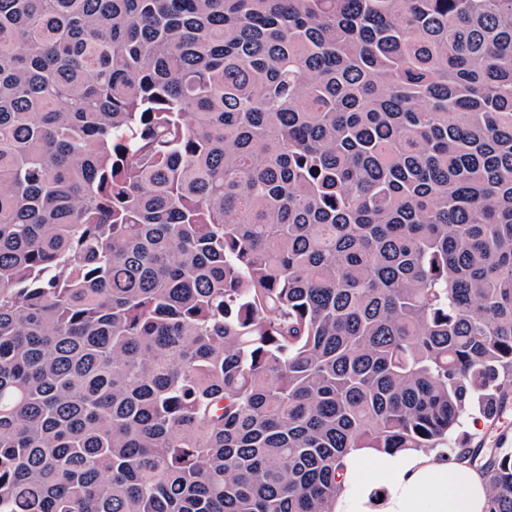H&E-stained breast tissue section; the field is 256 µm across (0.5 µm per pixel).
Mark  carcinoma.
Returning <instances> with one entry per match:
<instances>
[{"instance_id": "cac0c4a2", "label": "carcinoma", "mask_w": 512, "mask_h": 512, "mask_svg": "<svg viewBox=\"0 0 512 512\" xmlns=\"http://www.w3.org/2000/svg\"><path fill=\"white\" fill-rule=\"evenodd\" d=\"M511 406L512 0H0V512H512ZM343 466L332 512L487 511L480 466L457 460L446 448L394 454L358 448Z\"/></svg>"}]
</instances>
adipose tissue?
I'll return each mask as SVG.
<instances>
[{
    "label": "adipose tissue",
    "instance_id": "ef3b65f1",
    "mask_svg": "<svg viewBox=\"0 0 512 512\" xmlns=\"http://www.w3.org/2000/svg\"><path fill=\"white\" fill-rule=\"evenodd\" d=\"M343 466L333 512H487L480 467L444 448L394 454L359 448Z\"/></svg>",
    "mask_w": 512,
    "mask_h": 512
}]
</instances>
